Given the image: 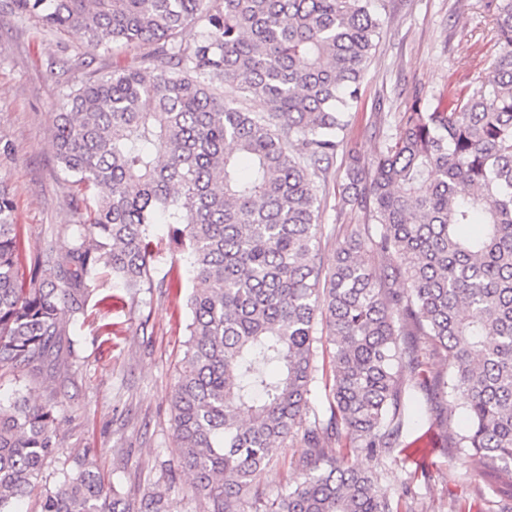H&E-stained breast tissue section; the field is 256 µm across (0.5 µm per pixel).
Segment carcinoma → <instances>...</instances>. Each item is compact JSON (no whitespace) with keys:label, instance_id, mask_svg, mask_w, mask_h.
I'll return each mask as SVG.
<instances>
[{"label":"carcinoma","instance_id":"obj_1","mask_svg":"<svg viewBox=\"0 0 512 512\" xmlns=\"http://www.w3.org/2000/svg\"><path fill=\"white\" fill-rule=\"evenodd\" d=\"M389 0H12L42 26L142 56L66 93L57 159L77 219L20 272L13 201L0 186V370L60 363L93 276L150 282L157 218L185 248L195 287L171 421L179 466L208 512H402L348 453L399 445L412 410L458 403L451 437L472 470L512 481V0H485L500 52L448 109L415 93L370 166L353 156L344 200L361 224L324 266L318 182L344 141ZM193 25L192 40L182 38ZM232 83L264 107L224 99ZM380 258L378 266L370 257ZM331 351L318 365L317 325ZM443 356L433 372L424 349ZM332 397L306 422L314 382ZM51 404L0 403V512L38 483L57 448ZM301 477L269 501L257 480L288 442ZM39 512L130 508L78 461Z\"/></svg>","mask_w":512,"mask_h":512}]
</instances>
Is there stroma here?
Masks as SVG:
<instances>
[{
    "label": "stroma",
    "mask_w": 512,
    "mask_h": 512,
    "mask_svg": "<svg viewBox=\"0 0 512 512\" xmlns=\"http://www.w3.org/2000/svg\"><path fill=\"white\" fill-rule=\"evenodd\" d=\"M492 26L483 0H389L351 124L318 188L325 264H333L339 243L365 221L362 211L342 201L349 153L373 162L396 135L414 91L446 103L473 88L498 52ZM112 59L109 53L85 55L78 32L49 31L14 13L10 0H0V181L13 199L25 257L55 246L63 226L74 220L72 178L55 158L54 108L68 87L111 71ZM151 248L152 282L136 293L118 294L110 272L99 270L83 314L70 326L75 345L67 355L69 374L2 376L0 402L21 395L56 407L58 448L45 464L41 486L53 485L88 455L105 485L131 503L161 490L171 512H204L190 475L177 463L170 416L194 283L167 224L154 225ZM462 424L461 409L434 404L409 419L401 437L402 443L424 445L420 461L399 452L379 461L361 451L348 461L376 469L378 491L387 497L412 486L413 512H506L512 484L503 480L495 490L482 488L464 457L450 448L448 431ZM303 453L297 442L275 457L259 478L264 498H277L293 485ZM417 469L427 477L410 483Z\"/></svg>",
    "instance_id": "35a3bbf8"
}]
</instances>
